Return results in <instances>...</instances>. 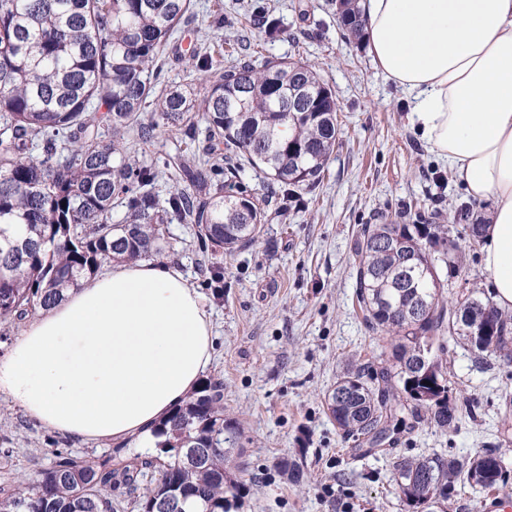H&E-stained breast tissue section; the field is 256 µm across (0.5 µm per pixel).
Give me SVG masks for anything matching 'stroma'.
Listing matches in <instances>:
<instances>
[{"label": "stroma", "mask_w": 512, "mask_h": 512, "mask_svg": "<svg viewBox=\"0 0 512 512\" xmlns=\"http://www.w3.org/2000/svg\"><path fill=\"white\" fill-rule=\"evenodd\" d=\"M214 0H192L178 50H166L161 79L194 74L187 51L231 38L242 59L302 61L316 68L338 104V147L323 180L301 189L286 213L267 205L269 221L253 245L224 255V280L201 272L204 249L191 225L169 224L175 263L208 297L216 332L212 376L224 382V418L241 432L243 489L237 512H416L391 482L382 456L352 458L329 417L324 396L348 365L388 350L365 326L354 302V235L358 225L447 224L462 260L453 290L488 297L481 249L469 226L485 221L487 203L468 197L446 164L415 133L404 93L375 70L363 42L344 36L330 0H222L224 22L211 17ZM265 11L283 28L267 39L253 13ZM455 391L472 398L475 417L448 432L423 426L395 451L454 457L496 447L512 462V363L483 370L458 344L448 346ZM0 479L33 478L57 451L76 458L107 455L103 443L55 439L11 402L0 399ZM303 464L305 484L289 483L286 468Z\"/></svg>", "instance_id": "stroma-1"}]
</instances>
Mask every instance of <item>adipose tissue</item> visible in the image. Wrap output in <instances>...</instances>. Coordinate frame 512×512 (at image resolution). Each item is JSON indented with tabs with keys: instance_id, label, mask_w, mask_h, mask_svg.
Wrapping results in <instances>:
<instances>
[{
	"instance_id": "adipose-tissue-1",
	"label": "adipose tissue",
	"mask_w": 512,
	"mask_h": 512,
	"mask_svg": "<svg viewBox=\"0 0 512 512\" xmlns=\"http://www.w3.org/2000/svg\"><path fill=\"white\" fill-rule=\"evenodd\" d=\"M375 69L467 196L490 202L482 269L512 311V0H362ZM208 301L176 265L140 260L38 311L0 356V396L57 435L142 446L209 372Z\"/></svg>"
}]
</instances>
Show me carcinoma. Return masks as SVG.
<instances>
[{"label":"carcinoma","instance_id":"carcinoma-1","mask_svg":"<svg viewBox=\"0 0 512 512\" xmlns=\"http://www.w3.org/2000/svg\"><path fill=\"white\" fill-rule=\"evenodd\" d=\"M340 3V24L362 39L359 4ZM190 9L191 0H0V324L58 303L113 260L163 256L174 217L214 256L256 242L267 213L241 181L247 166L290 195L323 178L337 106L308 65L225 70L213 65L220 41L193 54L205 86L160 81V57ZM173 128L184 147L165 164L184 186L162 200L138 153ZM458 249L446 224L362 228L356 300L368 329L390 337L391 356L348 368L324 397L354 456L388 457L414 508H441L458 483L482 493L512 476L496 448L464 458L390 449L423 423L454 429L471 410L450 396L448 340L480 364L512 359V313L474 292L444 296L439 268ZM480 308L490 332L477 345L466 316ZM154 434L148 457L57 452L37 480L0 483V512H186L191 500L198 512H230L240 490L230 463L242 445L224 420L223 381L204 379Z\"/></svg>","mask_w":512,"mask_h":512}]
</instances>
